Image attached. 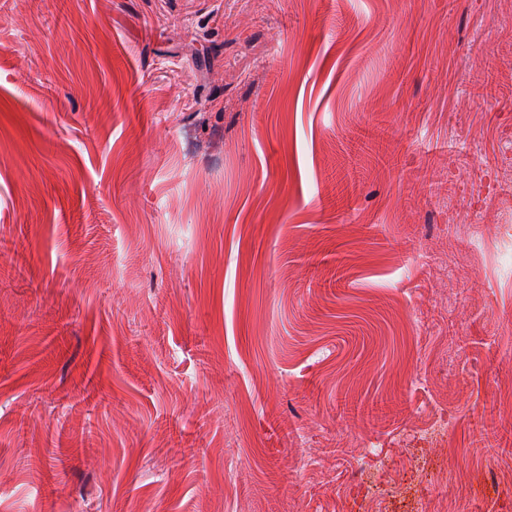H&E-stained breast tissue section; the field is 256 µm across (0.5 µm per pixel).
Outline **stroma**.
I'll return each instance as SVG.
<instances>
[{
    "mask_svg": "<svg viewBox=\"0 0 512 512\" xmlns=\"http://www.w3.org/2000/svg\"><path fill=\"white\" fill-rule=\"evenodd\" d=\"M511 135L512 0H0V512H512Z\"/></svg>",
    "mask_w": 512,
    "mask_h": 512,
    "instance_id": "obj_1",
    "label": "stroma"
}]
</instances>
